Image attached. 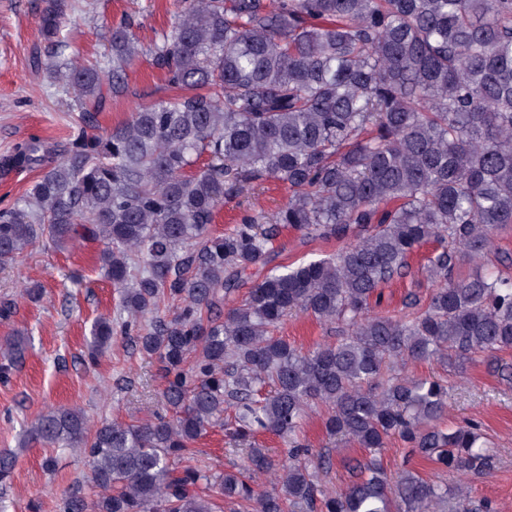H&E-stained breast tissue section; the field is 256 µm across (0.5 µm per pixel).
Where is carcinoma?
Instances as JSON below:
<instances>
[{
  "label": "carcinoma",
  "instance_id": "1",
  "mask_svg": "<svg viewBox=\"0 0 512 512\" xmlns=\"http://www.w3.org/2000/svg\"><path fill=\"white\" fill-rule=\"evenodd\" d=\"M66 8L49 0L42 11L41 36L56 47L50 73L95 102L100 67L65 55ZM110 46L117 93L140 49L125 27L112 29ZM152 55L177 94L105 135L79 120L52 162L37 136L0 160L4 173L39 169L27 195L0 208V267L43 238L101 242L123 332L157 358L170 412L92 431L80 409L42 414L32 436L83 452L99 489L91 496L74 483L59 512H218L203 483L234 512H496L446 482L388 474L381 454L397 437L444 471L494 467L475 425L437 426L445 384L390 365L462 367L512 348V280L491 271L452 279L512 224V0H184ZM266 181L289 186L286 205L210 232L224 197ZM282 227L348 245L276 265ZM431 241L426 298L411 292L401 312L377 311L382 286L405 277ZM166 305L170 319L159 315ZM297 309L340 339L304 351L273 336ZM112 335V319L93 321L88 363ZM0 348L6 377L24 343L11 336ZM320 405L328 439L364 450L345 462L349 483L336 494L319 478L330 450L300 437ZM214 426L248 443L244 466L182 465ZM259 432L283 439L286 457L257 445ZM15 462L0 453V512ZM272 470L278 482L256 490V476Z\"/></svg>",
  "mask_w": 512,
  "mask_h": 512
}]
</instances>
